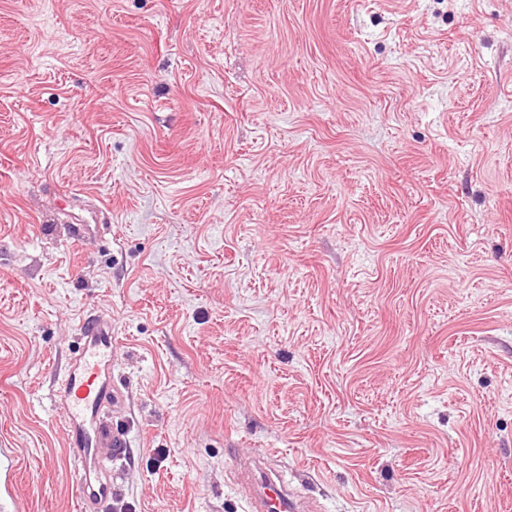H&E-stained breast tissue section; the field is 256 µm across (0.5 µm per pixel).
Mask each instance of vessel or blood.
Masks as SVG:
<instances>
[{
	"label": "vessel or blood",
	"mask_w": 512,
	"mask_h": 512,
	"mask_svg": "<svg viewBox=\"0 0 512 512\" xmlns=\"http://www.w3.org/2000/svg\"><path fill=\"white\" fill-rule=\"evenodd\" d=\"M68 405V446L80 459L76 488L87 512H106L112 499V475L104 463L127 455L122 429L103 415L122 397L112 382V325L96 318L83 323L81 345L69 368L64 388ZM252 512H304L305 506L270 478L258 486Z\"/></svg>",
	"instance_id": "1"
}]
</instances>
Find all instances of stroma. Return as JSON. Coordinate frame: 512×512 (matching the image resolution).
I'll list each match as a JSON object with an SVG mask.
<instances>
[{
  "label": "stroma",
  "mask_w": 512,
  "mask_h": 512,
  "mask_svg": "<svg viewBox=\"0 0 512 512\" xmlns=\"http://www.w3.org/2000/svg\"><path fill=\"white\" fill-rule=\"evenodd\" d=\"M111 321L108 512H512V0H0V448ZM258 486L251 511L254 512H301L318 511L319 509L304 505L288 494L280 486L276 485L269 477H263Z\"/></svg>",
  "instance_id": "stroma-1"
}]
</instances>
